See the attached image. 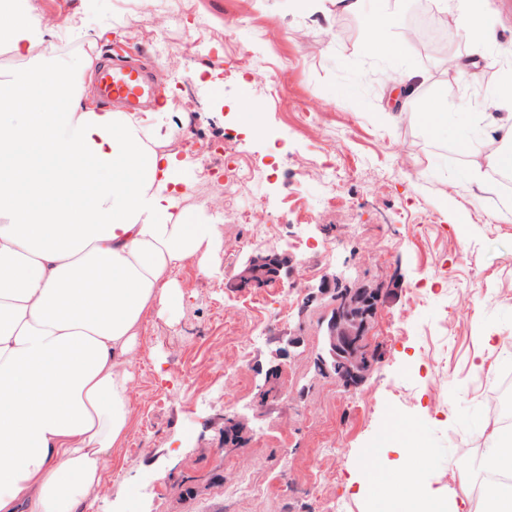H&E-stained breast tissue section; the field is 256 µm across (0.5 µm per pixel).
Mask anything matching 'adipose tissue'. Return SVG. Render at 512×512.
<instances>
[{"label":"adipose tissue","instance_id":"adipose-tissue-1","mask_svg":"<svg viewBox=\"0 0 512 512\" xmlns=\"http://www.w3.org/2000/svg\"><path fill=\"white\" fill-rule=\"evenodd\" d=\"M458 10L462 76L491 29L488 0ZM0 15V45L38 62L0 81V512H90L127 431L143 318L175 302L172 271L205 260L218 231L182 209L183 162L152 126L85 105L52 29L30 26L16 0ZM385 433L408 465L368 469L362 484L405 512H461L472 470L446 503L424 485L416 431L394 420Z\"/></svg>","mask_w":512,"mask_h":512}]
</instances>
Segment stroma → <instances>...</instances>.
Instances as JSON below:
<instances>
[{
    "label": "stroma",
    "instance_id": "1",
    "mask_svg": "<svg viewBox=\"0 0 512 512\" xmlns=\"http://www.w3.org/2000/svg\"><path fill=\"white\" fill-rule=\"evenodd\" d=\"M36 3L76 64L117 40H157L147 59L170 106L149 122L185 162L183 207L220 220L206 262L173 274L179 303L144 319L127 432L92 512H380L359 478L405 467L383 445L393 418L422 439L425 484L458 492L459 468L485 452L491 403L512 367V196L494 180L485 191L457 183L469 166L491 172L489 148L461 153L413 113L443 87L449 104L489 123V90L512 74V0H491L495 39L465 77L407 36L422 5L442 14L444 0H398L399 25L376 31L330 0L313 14L294 0ZM342 25L348 38L336 34ZM374 38L395 54L369 53ZM205 53L212 63L195 75ZM221 141L253 165L233 195L223 155L209 151ZM328 159L337 181L323 174ZM257 195L263 212L237 223ZM274 254L295 259L291 282L239 286L243 263ZM326 276L383 293L371 329L382 361L350 391L317 365L329 303L306 301L304 289ZM487 335L495 348L483 346ZM273 367L280 395L260 411ZM235 413L249 433L227 448L224 417Z\"/></svg>",
    "mask_w": 512,
    "mask_h": 512
}]
</instances>
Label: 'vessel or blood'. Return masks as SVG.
<instances>
[{
	"label": "vessel or blood",
	"instance_id": "b4317fda",
	"mask_svg": "<svg viewBox=\"0 0 512 512\" xmlns=\"http://www.w3.org/2000/svg\"><path fill=\"white\" fill-rule=\"evenodd\" d=\"M131 57V50L121 48L105 58L96 75L95 91L101 102L120 100L129 111L138 112L142 109L148 74Z\"/></svg>",
	"mask_w": 512,
	"mask_h": 512
}]
</instances>
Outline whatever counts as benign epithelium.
I'll list each match as a JSON object with an SVG mask.
<instances>
[{"label":"benign epithelium","mask_w":512,"mask_h":512,"mask_svg":"<svg viewBox=\"0 0 512 512\" xmlns=\"http://www.w3.org/2000/svg\"><path fill=\"white\" fill-rule=\"evenodd\" d=\"M292 259L280 255L255 256L249 258L237 274L238 282L252 287L266 281L276 282L282 276H292ZM381 291L350 289L336 299L333 314L326 328V343L331 356H340L346 365L344 376L336 383L353 387L367 378L378 363V358L369 349L371 311L377 310ZM247 434V424L236 415L224 418V445L242 441Z\"/></svg>","instance_id":"benign-epithelium-1"}]
</instances>
